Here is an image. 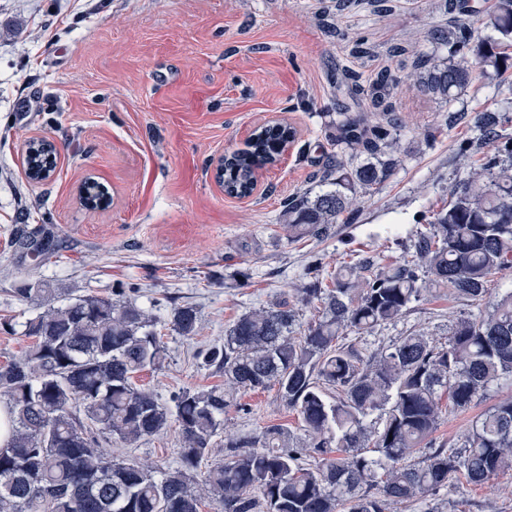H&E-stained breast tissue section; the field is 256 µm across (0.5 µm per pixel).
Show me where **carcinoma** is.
<instances>
[{
    "label": "carcinoma",
    "instance_id": "carcinoma-1",
    "mask_svg": "<svg viewBox=\"0 0 512 512\" xmlns=\"http://www.w3.org/2000/svg\"><path fill=\"white\" fill-rule=\"evenodd\" d=\"M488 21L500 39L481 44L478 64L498 69L508 60L499 44H512V0H496ZM474 32L466 23L435 28L432 43L448 47L451 60L435 63L423 55L413 85L453 103L471 78L467 53ZM389 81L385 72L369 87L384 112ZM499 123L497 113L482 114L484 136L500 144L455 188V200L435 214L402 260L381 266L363 258L328 285L295 289L297 302L322 307L299 338L292 336L296 311L286 298L242 314L224 343L202 354L222 383L182 392L173 411L136 384L140 373L159 369L167 357L155 321L137 305L67 298L27 321L30 345L0 367L11 431L0 446V512H200L204 497L217 512H384L389 500L447 485L451 472L482 484L512 468V400L479 416L460 451L432 448L407 463L431 443L443 396L465 410L491 385L512 377L511 291L490 311L460 320L445 346L408 335L367 364L355 346L339 342L346 331L360 334L394 321L433 288L479 305L490 296V277L512 269V137L498 134ZM401 126L396 116L380 123L337 113L336 144L362 162L350 166L334 158L319 176V191L282 202L289 240L322 236L354 211L358 194L386 179L397 165ZM293 137L295 130L282 123L261 127L224 164V189L245 192L255 170L274 163L278 146ZM55 155L42 147L25 158L26 167H35L39 178L54 170ZM19 247L38 258L56 244L43 236ZM197 324L190 305L176 307L169 322L185 338L196 334ZM270 387L296 412L305 446L294 445L284 425L232 440L195 487L194 474L211 458V438L224 425L230 394ZM375 410L382 411L381 422L370 430L363 420ZM172 420L181 431L180 465L159 477L97 447L101 435L132 444L160 434ZM309 448L313 465L303 459Z\"/></svg>",
    "mask_w": 512,
    "mask_h": 512
}]
</instances>
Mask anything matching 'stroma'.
<instances>
[{"label": "stroma", "mask_w": 512, "mask_h": 512, "mask_svg": "<svg viewBox=\"0 0 512 512\" xmlns=\"http://www.w3.org/2000/svg\"><path fill=\"white\" fill-rule=\"evenodd\" d=\"M0 0V365L20 356L25 322L45 309L22 298L42 282L56 299L94 295L151 313L168 349L162 368L139 384L162 403L186 389L218 384L199 350L223 343L249 309L312 281H330L346 263L402 256L455 186L490 146L479 139L482 112L499 111L512 137V66L477 68L453 105L413 87V47L451 18L445 0ZM388 71L392 107L403 123L399 164L364 195L349 223L316 238L289 241L281 201L313 188L337 152L336 114L372 112L349 94L346 73L369 83ZM281 122L296 131L281 161L259 171L245 199L219 187L212 161L244 148L256 128ZM45 137L57 146L56 169L42 182L25 172L23 145ZM106 189L93 209L79 200L86 178ZM51 235L44 259L23 255L20 235ZM198 311L199 331L185 338L168 321L175 306ZM477 306L431 290L397 320L343 336L364 358L405 336L447 344L460 318ZM512 396V382L490 387L468 410L444 408L433 447L457 451L474 417ZM300 421L276 388L239 394L211 440L225 443ZM107 455L160 472L179 465L177 424L127 445L101 440ZM385 512H512V470L487 484L453 474L447 487Z\"/></svg>", "instance_id": "35a3bbf8"}]
</instances>
